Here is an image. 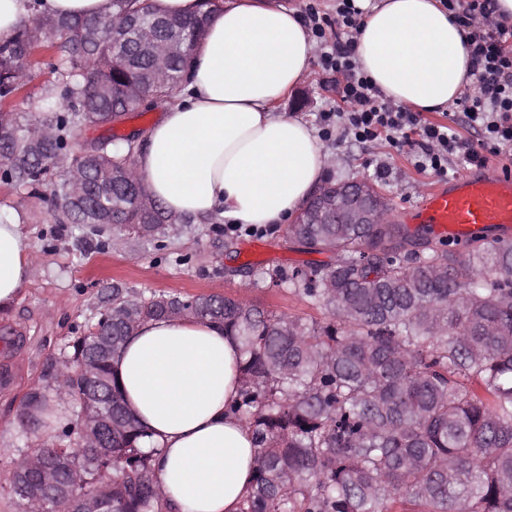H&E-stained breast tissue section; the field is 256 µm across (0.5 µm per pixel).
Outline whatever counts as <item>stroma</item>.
I'll list each match as a JSON object with an SVG mask.
<instances>
[{
	"label": "stroma",
	"instance_id": "1",
	"mask_svg": "<svg viewBox=\"0 0 512 512\" xmlns=\"http://www.w3.org/2000/svg\"><path fill=\"white\" fill-rule=\"evenodd\" d=\"M335 105L334 84L316 64L279 109L318 130L321 114ZM322 143L334 158L327 176L374 183L386 195L395 224L406 223L409 211L434 187L472 170L457 160L447 174L420 173L409 153L385 140L363 143L336 130ZM18 210L30 216L20 229L32 244L36 262L31 282L7 310H0V457H14L42 443V431L23 426L18 418L24 397L48 386L52 361L97 322L114 283L145 293L229 295L279 314L323 318L320 309L286 286H256L251 277L236 272L246 261L272 269L332 260V253L309 251L284 230L237 234L231 252L224 248L223 226L199 219L191 232L133 255L125 247H77L70 225L52 223L39 198L0 183V212Z\"/></svg>",
	"mask_w": 512,
	"mask_h": 512
}]
</instances>
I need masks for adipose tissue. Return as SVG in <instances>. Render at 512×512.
I'll list each match as a JSON object with an SVG mask.
<instances>
[{"label":"adipose tissue","mask_w":512,"mask_h":512,"mask_svg":"<svg viewBox=\"0 0 512 512\" xmlns=\"http://www.w3.org/2000/svg\"><path fill=\"white\" fill-rule=\"evenodd\" d=\"M464 38L440 0H378L355 55L393 103L440 112L475 82ZM315 53L283 0H226L193 53L188 94L136 154L151 196L177 215L287 224L333 161L308 122L279 109ZM33 269L29 239L0 221V309ZM238 359L222 329L172 317L141 325L114 362L129 409L159 450L154 478L178 512H238L253 480L251 433L225 411L239 395Z\"/></svg>","instance_id":"1"}]
</instances>
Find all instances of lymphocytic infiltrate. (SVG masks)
I'll return each mask as SVG.
<instances>
[{
    "label": "lymphocytic infiltrate",
    "instance_id": "obj_1",
    "mask_svg": "<svg viewBox=\"0 0 512 512\" xmlns=\"http://www.w3.org/2000/svg\"><path fill=\"white\" fill-rule=\"evenodd\" d=\"M445 6L464 30L476 77L472 92L455 105L480 132L479 142L392 103L360 70L354 46L364 11L357 0H336L332 17L311 7L305 12V25L323 48L320 66L335 76L343 103L336 112L323 113V124H336L362 142L382 138L397 150H408L421 173L446 174L457 157L481 166L491 155L512 156V25L496 18V0H446Z\"/></svg>",
    "mask_w": 512,
    "mask_h": 512
}]
</instances>
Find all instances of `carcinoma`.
I'll use <instances>...</instances> for the list:
<instances>
[{
  "label": "carcinoma",
  "instance_id": "cac0c4a2",
  "mask_svg": "<svg viewBox=\"0 0 512 512\" xmlns=\"http://www.w3.org/2000/svg\"><path fill=\"white\" fill-rule=\"evenodd\" d=\"M190 18L160 13L152 0H110L100 19L35 12L0 43V182L47 200L54 224L108 249L115 224L142 250L175 237L176 216L149 194L135 167L136 132L114 117H142L173 104L189 83L192 53L217 0ZM53 81L16 107L33 80L35 49ZM105 134L85 151V134ZM85 178L82 202L69 199L61 172ZM293 239L334 260L276 271L324 319L277 315L232 296L140 294L112 285V309L77 337L58 364L53 389L77 408V429L112 405V438L87 448L83 434L62 452L107 495L114 512H165L153 479L158 449L128 409L113 363L146 321L191 317L215 323L240 346L241 390L230 407L250 431L257 468L239 512H512V240L435 241L401 224H290ZM112 340V355L98 343ZM95 360L109 398H84L73 368ZM481 382L484 394L468 381ZM33 423L56 429L44 390ZM54 446L8 461L10 478L33 485Z\"/></svg>",
  "mask_w": 512,
  "mask_h": 512
}]
</instances>
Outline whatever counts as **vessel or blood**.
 I'll return each instance as SVG.
<instances>
[{
  "instance_id": "b4317fda",
  "label": "vessel or blood",
  "mask_w": 512,
  "mask_h": 512,
  "mask_svg": "<svg viewBox=\"0 0 512 512\" xmlns=\"http://www.w3.org/2000/svg\"><path fill=\"white\" fill-rule=\"evenodd\" d=\"M416 217L441 235L466 238L482 229L512 228V177L463 175L425 195Z\"/></svg>"
}]
</instances>
